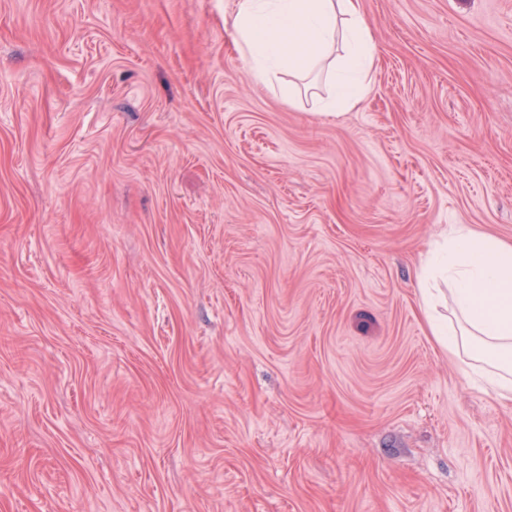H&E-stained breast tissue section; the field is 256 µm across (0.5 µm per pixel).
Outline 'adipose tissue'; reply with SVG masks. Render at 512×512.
Segmentation results:
<instances>
[{
    "label": "adipose tissue",
    "mask_w": 512,
    "mask_h": 512,
    "mask_svg": "<svg viewBox=\"0 0 512 512\" xmlns=\"http://www.w3.org/2000/svg\"><path fill=\"white\" fill-rule=\"evenodd\" d=\"M256 81L292 93L304 81L315 110L330 114L364 96L376 47L360 0H238L232 17ZM344 53L333 56L335 43ZM423 315L436 342L467 357L473 375L512 396V244L452 224L422 260Z\"/></svg>",
    "instance_id": "1"
}]
</instances>
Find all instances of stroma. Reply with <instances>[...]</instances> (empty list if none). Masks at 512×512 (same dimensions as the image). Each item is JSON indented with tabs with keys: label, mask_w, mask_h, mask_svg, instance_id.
Listing matches in <instances>:
<instances>
[{
	"label": "stroma",
	"mask_w": 512,
	"mask_h": 512,
	"mask_svg": "<svg viewBox=\"0 0 512 512\" xmlns=\"http://www.w3.org/2000/svg\"><path fill=\"white\" fill-rule=\"evenodd\" d=\"M237 0H0V512H512L418 259L512 243V0H360L323 116Z\"/></svg>",
	"instance_id": "obj_1"
}]
</instances>
